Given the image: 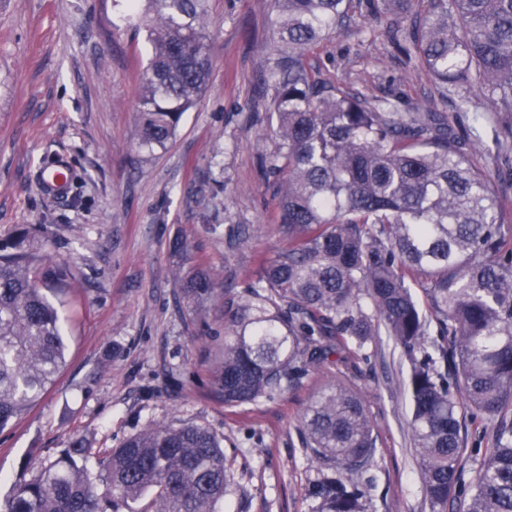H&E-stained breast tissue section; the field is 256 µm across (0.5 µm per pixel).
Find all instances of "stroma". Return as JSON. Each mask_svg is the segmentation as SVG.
<instances>
[{
    "instance_id": "obj_1",
    "label": "stroma",
    "mask_w": 512,
    "mask_h": 512,
    "mask_svg": "<svg viewBox=\"0 0 512 512\" xmlns=\"http://www.w3.org/2000/svg\"><path fill=\"white\" fill-rule=\"evenodd\" d=\"M123 0H0V248L17 238L67 265L59 313L69 338L56 385L0 431V497L84 436L92 467L147 425L193 422L224 442L234 475L224 512H311L317 477L295 427L316 382L281 400L228 408L211 363L224 348L223 301H175L177 276L224 271L243 279L280 245L278 200L259 177L273 149L251 123L273 50L271 0H209L212 68L197 106L164 146L139 149L138 102L151 56ZM323 78L354 92L426 103L430 76L405 64L370 16L315 46ZM57 157L69 193L38 187ZM253 237L228 249L224 227ZM189 244L173 253V240ZM354 381L379 435L368 512H431L409 435L407 368L389 336Z\"/></svg>"
}]
</instances>
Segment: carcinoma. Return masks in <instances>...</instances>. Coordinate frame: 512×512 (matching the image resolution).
Here are the masks:
<instances>
[{"label":"carcinoma","mask_w":512,"mask_h":512,"mask_svg":"<svg viewBox=\"0 0 512 512\" xmlns=\"http://www.w3.org/2000/svg\"><path fill=\"white\" fill-rule=\"evenodd\" d=\"M208 0H145L152 57L139 100V147L164 146L205 90L211 69ZM276 57L264 77L275 147L259 176L277 179L282 246L235 290L224 281V354L215 387L227 406L273 402L323 373L296 427L320 465L314 512H367L378 435L353 357L386 333L407 363L411 436L432 512H512V225L499 189L512 160V0H273ZM387 20L405 63L467 112L480 101L496 125L490 164L471 154L435 105L368 99L320 77L308 53L355 13ZM250 228L228 229L233 247ZM219 274L177 277L202 300ZM68 267L21 247L0 255V430L55 384L68 340L49 291ZM421 289L424 300L415 295ZM481 428L467 431V423ZM475 475L462 463L468 436ZM491 438V447L481 443ZM89 444L15 486L0 512H216L233 475L221 441L195 423L152 424L108 452Z\"/></svg>","instance_id":"obj_1"}]
</instances>
